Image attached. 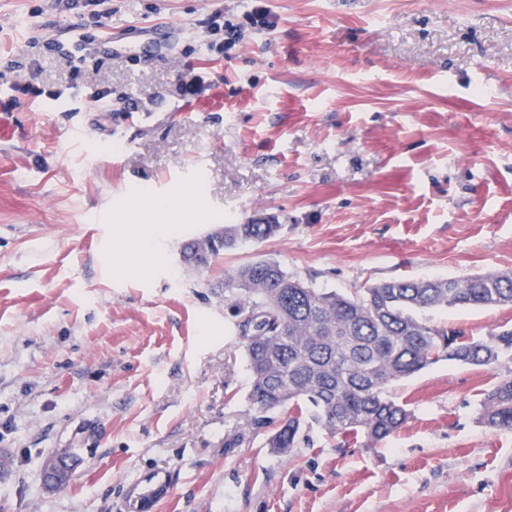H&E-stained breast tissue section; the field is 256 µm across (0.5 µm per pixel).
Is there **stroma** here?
Instances as JSON below:
<instances>
[{
    "label": "stroma",
    "mask_w": 512,
    "mask_h": 512,
    "mask_svg": "<svg viewBox=\"0 0 512 512\" xmlns=\"http://www.w3.org/2000/svg\"><path fill=\"white\" fill-rule=\"evenodd\" d=\"M277 25L216 58L215 12L249 0H112L97 27L57 0H0V512H117L126 485L167 471L158 512H512V432L477 420L501 371L442 361L395 383L411 412L377 443L319 425L282 456L252 434L249 374L224 272L270 258L350 293L396 278L512 272V0H264ZM177 28L173 50L98 63L112 109L51 99L71 35ZM30 64L40 97L10 90ZM203 73L186 99L180 77ZM183 189L166 262L113 268L130 200ZM283 229L180 260L225 224ZM479 339L512 306L436 311ZM76 465L64 486L45 460ZM44 474L47 485L50 487H59L67 482L69 478V468L63 464L61 457L52 455L46 460Z\"/></svg>",
    "instance_id": "35a3bbf8"
}]
</instances>
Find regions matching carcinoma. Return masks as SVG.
<instances>
[{
	"label": "carcinoma",
	"mask_w": 512,
	"mask_h": 512,
	"mask_svg": "<svg viewBox=\"0 0 512 512\" xmlns=\"http://www.w3.org/2000/svg\"><path fill=\"white\" fill-rule=\"evenodd\" d=\"M281 229L258 218L226 224L208 259ZM224 304L234 311L247 359L253 425L261 428L270 411L287 416L265 441L281 455L299 447L312 423L369 444L390 436L409 412L389 387L441 360L504 372L484 393L477 420L512 431V330L466 339L428 316L436 309L511 306L509 274L393 279L346 295L317 288L276 260L257 259L224 274Z\"/></svg>",
	"instance_id": "obj_1"
}]
</instances>
